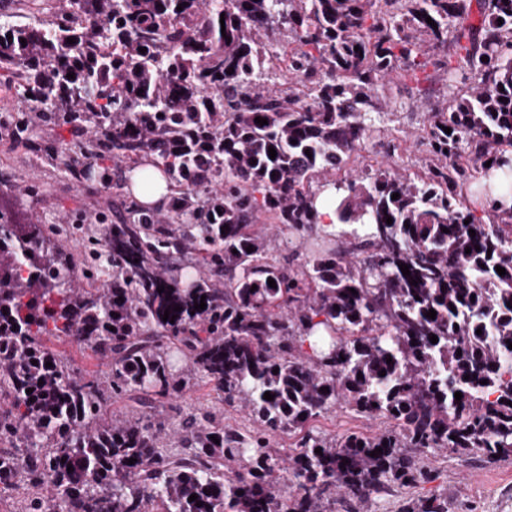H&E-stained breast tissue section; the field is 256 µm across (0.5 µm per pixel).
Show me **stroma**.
Masks as SVG:
<instances>
[{
    "mask_svg": "<svg viewBox=\"0 0 512 512\" xmlns=\"http://www.w3.org/2000/svg\"><path fill=\"white\" fill-rule=\"evenodd\" d=\"M462 86L460 77L448 75L445 67L431 63L401 69L386 78L380 88L385 107L372 116V133L363 145L364 155L406 175L423 174L428 164L424 134L428 112ZM43 142L0 134V184L33 192V215L43 224L63 223L77 212L90 216L103 212L117 219L128 192L116 182L127 171V164L109 157L88 159L84 178L78 183L60 157L46 154ZM214 403L210 388L199 387L165 404L161 418L170 432L169 452L180 450L175 433L181 419ZM390 427L384 418L345 409L325 414L314 423L315 430L329 435L351 431L379 434ZM426 464L432 475L430 482L380 495L374 503L376 512H398L406 500L431 494L447 496L448 512H512V461L490 464L475 457L435 453L429 455Z\"/></svg>",
    "mask_w": 512,
    "mask_h": 512,
    "instance_id": "obj_1",
    "label": "stroma"
}]
</instances>
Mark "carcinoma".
Masks as SVG:
<instances>
[{"label":"carcinoma","mask_w":512,"mask_h":512,"mask_svg":"<svg viewBox=\"0 0 512 512\" xmlns=\"http://www.w3.org/2000/svg\"><path fill=\"white\" fill-rule=\"evenodd\" d=\"M466 4L58 0L50 20L0 25V71L27 77L5 131L89 126L84 157L149 156L172 185L166 210L132 199L100 237L36 224L0 190V493L34 489L25 512H356L429 482L434 451L512 458V0H484L477 27ZM279 48L289 82L274 92ZM446 52L470 85L428 117L425 177L378 166L337 182L381 112L379 80ZM466 185L495 221L464 205ZM321 190L358 243L319 223ZM309 240L297 271L272 255ZM191 251L183 286L173 264ZM61 337L107 357L106 380L45 343ZM200 383L252 426L192 413L169 453L157 409ZM114 397L135 415L110 417ZM344 407L394 427L314 431ZM400 512H448V497Z\"/></svg>","instance_id":"carcinoma-1"}]
</instances>
